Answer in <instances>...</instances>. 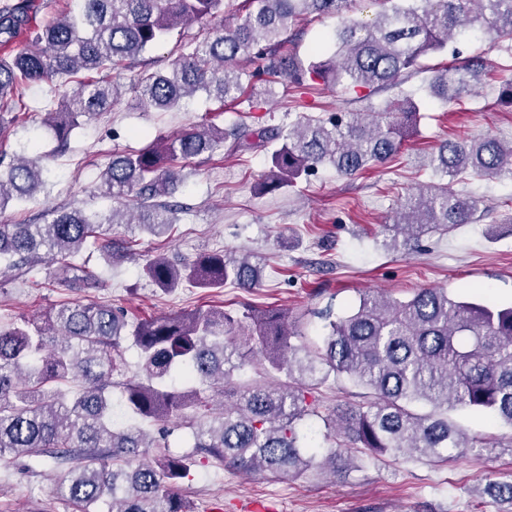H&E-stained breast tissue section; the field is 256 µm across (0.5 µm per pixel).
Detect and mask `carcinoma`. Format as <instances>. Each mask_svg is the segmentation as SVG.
Listing matches in <instances>:
<instances>
[{
    "label": "carcinoma",
    "mask_w": 512,
    "mask_h": 512,
    "mask_svg": "<svg viewBox=\"0 0 512 512\" xmlns=\"http://www.w3.org/2000/svg\"><path fill=\"white\" fill-rule=\"evenodd\" d=\"M360 0H245L242 23L183 45L171 71L141 73L132 89L148 110L167 112L202 90L219 103L247 94L240 59L255 65L268 84L293 88L346 86L353 90L393 88L421 68L420 59L442 53L471 32L512 49V0H369L380 7L368 22L351 16ZM31 0L0 9V42L8 45L27 25ZM223 0H81L30 36L13 54L0 56V104L22 88L52 79L63 89L60 108L47 125L58 146L68 144L83 117L112 108L117 87L109 74L131 67L149 47L186 24L203 22ZM337 19L331 47L308 61L285 52L288 31L304 16ZM83 71L95 76L77 78ZM486 74L481 60L456 61L437 72L430 88L443 102H459ZM422 104L407 95L379 112H336L302 118L288 126L227 130L196 127L163 136L145 149L112 153L101 173L110 197L135 198V207L114 208L101 218L80 210H54L45 224H0V274L28 270L47 258L58 263L56 279L71 288L99 287L98 274L72 261L91 247L112 258L115 224L138 222L153 234L176 223L177 210L155 198L174 185L175 163L211 154L232 140L230 150L247 152L275 140L270 176L263 191L294 185L330 166L351 177L395 157L416 124ZM428 166L442 180L469 170L477 176L512 173V143L495 136L445 141ZM36 159L18 156L0 170V212L13 200L30 199L44 185ZM475 204L429 185L408 198L385 225L419 239L469 224ZM143 275L161 292L183 284L250 290L260 282L249 255L215 251L176 266L147 261ZM322 346L291 342L295 332L283 311L243 306L242 318L225 311H195L131 324L110 305L63 306L40 318L0 327V463L51 457L72 461L58 488L81 512H95L108 498L110 512H190L178 485L196 458H216L236 472L274 478L300 477L317 466L331 473L350 465L343 449L375 456L445 462L482 451L449 412L484 413L512 429V304L496 305L423 288L404 301L363 294L341 315L327 308ZM138 349L143 377L113 380L123 366V342ZM259 363L263 379L233 384L235 372ZM348 378L366 402L338 406L322 415L315 390ZM199 382L209 389L181 390ZM120 386L127 412L152 422L172 418L192 430L193 452L166 453V438L142 428L115 426L112 388ZM233 387L235 403L219 408L212 394ZM430 406L421 413L417 404ZM320 418L328 449L302 422Z\"/></svg>",
    "instance_id": "carcinoma-1"
}]
</instances>
